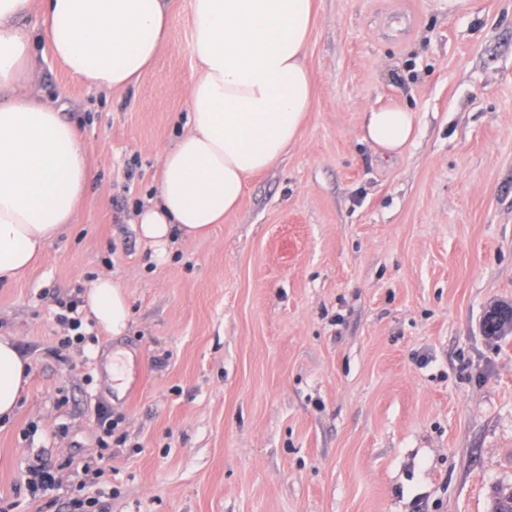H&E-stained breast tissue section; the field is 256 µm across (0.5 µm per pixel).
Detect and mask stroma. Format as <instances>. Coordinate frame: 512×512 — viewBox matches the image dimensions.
<instances>
[{"instance_id":"35a3bbf8","label":"stroma","mask_w":512,"mask_h":512,"mask_svg":"<svg viewBox=\"0 0 512 512\" xmlns=\"http://www.w3.org/2000/svg\"><path fill=\"white\" fill-rule=\"evenodd\" d=\"M171 5L168 46L136 88L97 92L39 64L95 179L77 222L0 288V336L29 364L0 421V506L490 512L493 487L512 486V332L482 330L512 304V0H314L297 142L209 236L158 262L133 212L187 115L190 21L186 0ZM389 101L417 119L394 159L358 135ZM102 272L131 306L119 336L85 305ZM73 300L76 341L58 319ZM39 454L59 488L34 495Z\"/></svg>"}]
</instances>
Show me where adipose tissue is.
<instances>
[{
    "label": "adipose tissue",
    "mask_w": 512,
    "mask_h": 512,
    "mask_svg": "<svg viewBox=\"0 0 512 512\" xmlns=\"http://www.w3.org/2000/svg\"><path fill=\"white\" fill-rule=\"evenodd\" d=\"M186 2L196 63L186 121L160 156L153 196L134 215L160 260L238 209L247 179L295 144L313 101V0ZM33 15L38 40L26 23ZM171 21L169 0H0V284L23 275L75 222L95 176L82 129L42 100L39 55L86 87L126 90L153 72ZM359 135L381 157L401 155L415 138V116L384 103L364 112ZM87 303L106 332L126 330L128 299L111 275L92 283ZM26 371L13 341L0 336V418L16 408Z\"/></svg>",
    "instance_id": "adipose-tissue-1"
}]
</instances>
